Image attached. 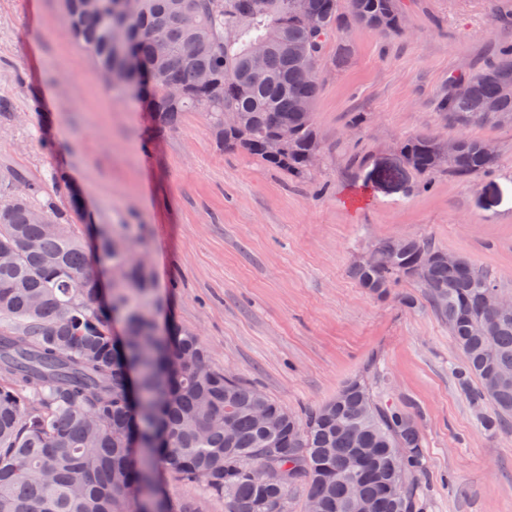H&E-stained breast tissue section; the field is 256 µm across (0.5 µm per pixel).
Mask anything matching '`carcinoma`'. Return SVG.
Here are the masks:
<instances>
[{
  "mask_svg": "<svg viewBox=\"0 0 512 512\" xmlns=\"http://www.w3.org/2000/svg\"><path fill=\"white\" fill-rule=\"evenodd\" d=\"M293 2L139 0L135 16L109 25L82 0H66L65 33L116 83L134 55L138 89L160 125L202 112L224 149L297 178L322 147L313 112L301 106H315L314 68L331 35L347 23L399 34L404 10L402 0H305L298 13ZM389 11L393 22L376 26ZM259 41L269 49L256 74L248 48ZM172 86L182 89L177 100ZM437 110L461 127H512V44L443 93ZM226 112L237 113L236 128L224 127ZM283 126L292 138L271 153L268 141ZM456 140L450 165L438 162L433 131L400 148L427 178L467 180L494 168L483 140ZM54 183L63 207L18 174L0 182V253L10 254L0 264V512H146L132 491L151 489L162 474L224 498L227 512H288L296 487L307 512H423L416 411L381 402L356 378L302 420L213 367L199 336L158 325L151 272L129 240L94 223L65 173ZM79 224L94 225L95 262ZM376 247L377 260L352 268L359 286L377 298L401 282L422 288L465 356L455 375L470 404L492 409L481 425L511 424L512 315L484 304L496 280L468 258L448 268L446 251L428 238ZM424 253L436 259L422 272ZM476 322L483 333H473Z\"/></svg>",
  "mask_w": 512,
  "mask_h": 512,
  "instance_id": "cac0c4a2",
  "label": "carcinoma"
}]
</instances>
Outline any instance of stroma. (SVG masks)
I'll return each mask as SVG.
<instances>
[{"label":"stroma","instance_id":"1","mask_svg":"<svg viewBox=\"0 0 512 512\" xmlns=\"http://www.w3.org/2000/svg\"><path fill=\"white\" fill-rule=\"evenodd\" d=\"M407 3L403 34L352 25L329 41L314 107L324 151L295 180L219 147L203 113L162 129L137 91L107 90L63 32V0H0V179L20 173L51 194L66 171L96 222L145 259L158 322L197 333L213 366L288 409L319 406L380 366L376 394L419 413L427 512H512V427L478 426L447 324L415 284L379 299L351 274L376 242L421 236L512 296V127H469L498 152L471 180L424 179L397 151L426 129L459 135L436 98L512 42V0ZM355 112L366 121L350 134ZM389 166L398 182H368Z\"/></svg>","mask_w":512,"mask_h":512}]
</instances>
